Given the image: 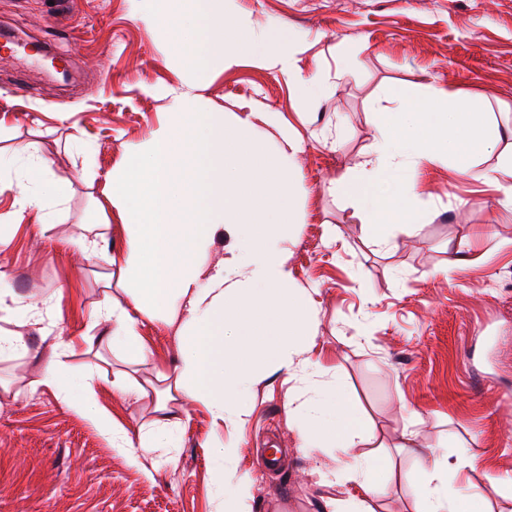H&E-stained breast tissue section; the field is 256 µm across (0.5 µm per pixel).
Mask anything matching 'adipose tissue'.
Returning a JSON list of instances; mask_svg holds the SVG:
<instances>
[{
    "label": "adipose tissue",
    "mask_w": 512,
    "mask_h": 512,
    "mask_svg": "<svg viewBox=\"0 0 512 512\" xmlns=\"http://www.w3.org/2000/svg\"><path fill=\"white\" fill-rule=\"evenodd\" d=\"M137 17L177 43L184 75L164 92L169 122L156 132L150 153L133 157L108 177V200L132 231L124 255H108L106 263L123 264L138 287L125 304L105 293L94 319L112 323L116 335L132 345L140 319L181 321L175 388L216 420L242 427L262 366L305 383L323 373L318 362L299 356L317 314L288 266V238L298 223L294 161L301 143L278 112L204 111L201 77L245 64L272 70L294 85L308 106L319 101L322 86L317 78L299 75L296 56L304 48L299 34L253 28L224 0H139ZM496 146L481 113L465 111L456 92L430 84L423 99L380 113L370 150L327 190L350 198L360 224L379 245L391 247L396 229L423 215L416 186L425 163L455 158L474 179L498 185L500 206L512 209V183L499 181L500 174L512 176V157L493 172L468 160L472 151L490 153ZM214 224L225 225L235 245L232 259L209 271L195 254ZM69 405L96 420L114 447L135 446L145 455L157 452L156 436L171 426L163 398L154 433L136 443L113 430L94 388ZM298 436L306 448L331 438L347 449L376 438L336 382L317 387ZM390 466L388 458L370 454L316 476L323 484L357 482L372 495L375 473ZM474 468L466 455L453 465L447 457H433L417 477L421 494L415 512H466Z\"/></svg>",
    "instance_id": "ef3b65f1"
}]
</instances>
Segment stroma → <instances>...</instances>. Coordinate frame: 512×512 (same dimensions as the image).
I'll use <instances>...</instances> for the list:
<instances>
[{
    "instance_id": "obj_1",
    "label": "stroma",
    "mask_w": 512,
    "mask_h": 512,
    "mask_svg": "<svg viewBox=\"0 0 512 512\" xmlns=\"http://www.w3.org/2000/svg\"><path fill=\"white\" fill-rule=\"evenodd\" d=\"M255 28L280 25L303 35L297 66L318 75L323 97L311 116L292 85L272 71L242 66L206 74L213 108L261 103L282 113L303 141L298 156L300 223L288 265L317 311L303 357L321 361L343 385L387 448L390 470L366 496L354 482L318 485L311 471L335 469L334 448H303L290 414L309 387L267 367L250 397L245 427L215 421L174 390L181 363L176 329L138 325L140 350L123 337L103 343L112 326L92 318L104 282L116 297L131 273L84 259L83 238L123 252L129 227L104 193L112 170L150 144L165 125L160 89L178 83L177 50L135 17L134 0H73L54 17L49 0H0V31L65 57L69 81H53L37 59L0 47V180L17 181L29 161L19 145L35 142L51 160L62 198L13 217L14 194L0 193V270L5 294L50 304L45 330L20 312H0V334L23 337V354L0 360V512H216L221 482L251 479L250 498H227V512H325L324 502H364L368 512H413L414 456L398 449L404 429L449 458L475 461L471 479L493 512H512L501 494L512 479V210L493 189L455 163L424 166L418 191L427 215L396 233L384 252L343 198L325 186L359 161L377 133L376 108L387 92L419 98L428 84L459 92L483 112L501 139L479 168L512 151V0H235ZM336 130L324 145V126ZM73 342L66 373L95 376L99 404L131 439L150 429L158 395L179 424L165 455L132 459L81 414L58 388L41 384L56 341ZM141 385L133 396L127 386ZM235 449L231 465L217 447ZM277 450L279 471L259 455Z\"/></svg>"
}]
</instances>
